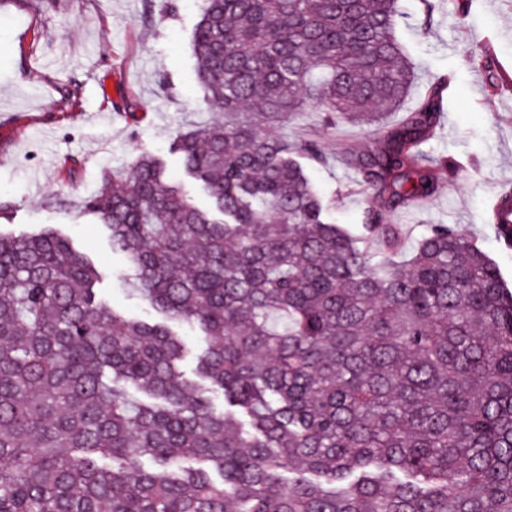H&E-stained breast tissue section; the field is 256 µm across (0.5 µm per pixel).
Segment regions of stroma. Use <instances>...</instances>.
I'll list each match as a JSON object with an SVG mask.
<instances>
[{
	"label": "stroma",
	"instance_id": "stroma-1",
	"mask_svg": "<svg viewBox=\"0 0 512 512\" xmlns=\"http://www.w3.org/2000/svg\"><path fill=\"white\" fill-rule=\"evenodd\" d=\"M199 2L0 0V200L12 205L0 230L55 225L94 263L112 307L148 322L156 313L126 289L127 263L113 253L83 201L97 192L104 174L126 172L149 153L165 160L172 180L195 202L205 203L173 152L179 132L223 118L195 79L191 36ZM402 4L398 37L416 67L406 106L432 77L454 76L441 125L421 152L458 167L439 194L390 221L407 225L411 245L429 224L472 235L512 287V251L484 222L497 187L512 183V94L487 97L485 76L469 60L472 48L489 43L512 72V0H470L462 17L438 0L427 26L422 0ZM280 132L322 142V157L305 160L306 171L338 223H360L368 197L342 164L339 148L362 150L368 139L347 125L326 127L313 102Z\"/></svg>",
	"mask_w": 512,
	"mask_h": 512
}]
</instances>
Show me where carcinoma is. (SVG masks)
<instances>
[{
	"mask_svg": "<svg viewBox=\"0 0 512 512\" xmlns=\"http://www.w3.org/2000/svg\"><path fill=\"white\" fill-rule=\"evenodd\" d=\"M401 9L201 0L196 78L224 121L176 152L208 205L153 154L85 202L161 320L97 298L53 225L0 233V512H512V290L454 227L406 254L383 223L454 172L419 150L447 77L385 122L415 78ZM470 61L498 95L492 44ZM310 101L371 140L341 153L361 224L333 222L298 161L319 141L262 127Z\"/></svg>",
	"mask_w": 512,
	"mask_h": 512,
	"instance_id": "obj_1",
	"label": "carcinoma"
}]
</instances>
